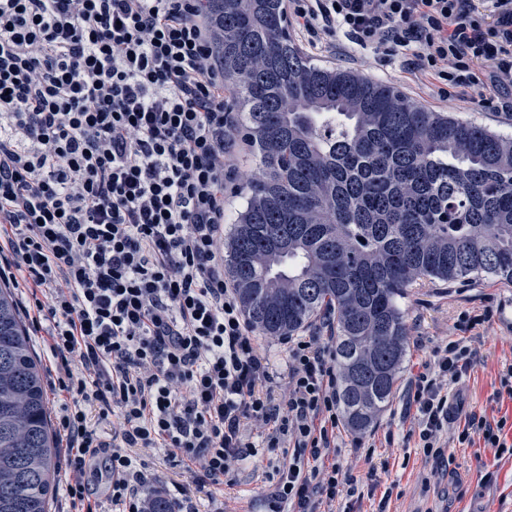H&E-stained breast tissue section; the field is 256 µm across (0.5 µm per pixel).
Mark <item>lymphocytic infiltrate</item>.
Wrapping results in <instances>:
<instances>
[{"mask_svg":"<svg viewBox=\"0 0 512 512\" xmlns=\"http://www.w3.org/2000/svg\"><path fill=\"white\" fill-rule=\"evenodd\" d=\"M491 3L288 0V19L310 47L340 33L441 100L512 112V0ZM237 126L200 0H0V282L24 284L70 400L54 421L66 512H151L157 477L134 448L220 483L257 429L277 477L267 512L365 497L341 463L331 337H280L279 385L224 273ZM476 361L451 340L412 376L401 413L424 456L444 461L449 391ZM506 425L472 411L457 440L504 453Z\"/></svg>","mask_w":512,"mask_h":512,"instance_id":"obj_1","label":"lymphocytic infiltrate"}]
</instances>
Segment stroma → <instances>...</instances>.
Returning a JSON list of instances; mask_svg holds the SVG:
<instances>
[{
	"instance_id": "stroma-1",
	"label": "stroma",
	"mask_w": 512,
	"mask_h": 512,
	"mask_svg": "<svg viewBox=\"0 0 512 512\" xmlns=\"http://www.w3.org/2000/svg\"><path fill=\"white\" fill-rule=\"evenodd\" d=\"M297 46L317 65L372 77L397 87L410 102L431 111L512 134V115L477 106L466 98L440 100L429 82L414 79L398 65H380L371 51L350 56L310 49L302 40ZM401 305L409 336L397 391H404L409 376L430 361L435 346L448 337L462 336L477 353L475 366L456 387L463 410L512 420V400L492 399L500 387L502 367L512 362V286L487 277L451 285L436 281L411 289ZM465 315L479 317V325L461 331L459 321ZM411 426V421L401 418L400 402L395 399L364 436L374 450L373 457L354 450L353 434H342L344 466L360 476L378 468L381 488L393 490L390 512H512V455H498L479 438L470 445L459 444L458 425L453 422L441 434L450 459L444 466L424 457L416 438L409 435ZM389 433L394 436L390 443L385 440ZM144 460L168 486L191 487L202 510L212 498L223 500L227 512H265L267 508L269 485L261 478L266 465L262 457H250L234 466L223 484L204 487L194 486L190 473L164 452L146 454Z\"/></svg>"
}]
</instances>
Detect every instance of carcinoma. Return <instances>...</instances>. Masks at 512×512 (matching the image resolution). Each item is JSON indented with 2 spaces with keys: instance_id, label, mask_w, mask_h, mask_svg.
I'll return each instance as SVG.
<instances>
[{
  "instance_id": "1",
  "label": "carcinoma",
  "mask_w": 512,
  "mask_h": 512,
  "mask_svg": "<svg viewBox=\"0 0 512 512\" xmlns=\"http://www.w3.org/2000/svg\"><path fill=\"white\" fill-rule=\"evenodd\" d=\"M258 169L224 266L263 336L332 317L344 421L365 434L406 354L421 280L512 284V136L312 64L285 0H203ZM56 450L39 365L0 289V512H47Z\"/></svg>"
}]
</instances>
